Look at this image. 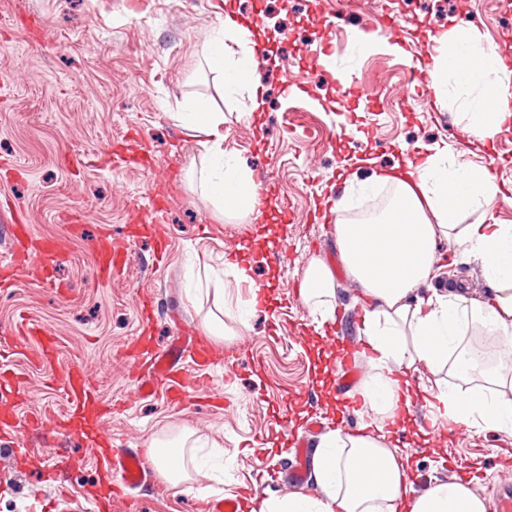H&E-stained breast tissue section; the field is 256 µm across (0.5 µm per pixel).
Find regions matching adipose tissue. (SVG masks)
I'll list each match as a JSON object with an SVG mask.
<instances>
[{
    "label": "adipose tissue",
    "mask_w": 512,
    "mask_h": 512,
    "mask_svg": "<svg viewBox=\"0 0 512 512\" xmlns=\"http://www.w3.org/2000/svg\"><path fill=\"white\" fill-rule=\"evenodd\" d=\"M238 44L239 53L228 50ZM439 52L430 65V88L437 104L456 99L481 138L501 132L512 117V71L496 49L477 46L469 34H440ZM207 64L224 82L225 95L256 84L249 32L225 21L212 40ZM177 120L207 153L201 171L203 192L232 215H254L260 202L252 171L224 151V115L205 100ZM416 157L375 170L356 186L374 193L391 184L393 195L379 213L362 221L336 224V244L362 303L361 325L371 349V373L361 394L364 411L379 416L371 431L323 435L312 458L318 494L275 496L260 512H485L483 500L460 483L435 482L408 496L403 458L387 443L401 384L394 369L425 366L430 374V407L440 425L512 434V400L498 387L506 379L482 370L475 350L466 345L463 326L477 323L512 347V224L494 222L500 187L486 167L456 162L447 143L420 144ZM477 211V223H463ZM463 245L479 261L494 290L477 302L464 295L418 290L435 276L440 242ZM299 294L316 323L332 317L334 276L321 260H312Z\"/></svg>",
    "instance_id": "obj_1"
}]
</instances>
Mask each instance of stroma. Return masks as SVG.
<instances>
[{
    "instance_id": "stroma-1",
    "label": "stroma",
    "mask_w": 512,
    "mask_h": 512,
    "mask_svg": "<svg viewBox=\"0 0 512 512\" xmlns=\"http://www.w3.org/2000/svg\"><path fill=\"white\" fill-rule=\"evenodd\" d=\"M228 9L242 19L260 14L253 40L266 52L254 68L264 111L248 113V90L225 96L206 65ZM380 20L393 21V30L365 41L366 26ZM459 30L483 47L512 43V0H471L467 9L460 0H0V85L10 88L0 96V160L11 167L0 173V203L22 211L35 236L68 245L54 287L34 286L23 275L0 292V332L20 317L36 319L56 336L57 358L31 362L19 338L9 364L30 386L26 410L66 412L52 379L73 363L94 380L101 404L115 408L72 421L68 435L33 450L22 467L0 461V512H43L63 486L82 504L98 499L103 484L88 440L94 431L120 448L193 432L206 475L178 485L163 480L136 497L139 512H200L208 497L243 487L259 501L288 492L294 458L284 439L316 447L307 419L326 431L340 417L370 422L352 407L360 388L338 395L330 372L332 349L362 341V308L332 218L379 209L392 188L347 195L346 181L403 160V148L445 141L457 162L484 165L495 176L503 194L494 216L512 224V122L495 139L479 140L456 102L438 107L402 80L434 36ZM339 71L377 87V95L337 105ZM288 80L313 87L316 96L287 93ZM199 98L224 114L225 151L254 176L270 178L275 203L267 216L225 215L201 194L202 151L172 118ZM132 156L149 160V168L129 166ZM73 212L83 216L76 227L67 220ZM104 232L134 252L108 284L94 275ZM241 247L252 267L249 285L224 266L238 261ZM439 250L435 287L487 299L491 286L464 247L444 242ZM314 258L336 278L329 326L340 338L332 344L297 293ZM256 286L271 289L270 301L241 323L237 309L251 302ZM147 289L155 297L148 325L139 314ZM219 310L226 335L213 344L232 355L208 373L220 405L135 397L133 342L148 336L166 346L182 330L205 331ZM429 376L422 366L408 374L411 414L395 440L411 460L408 479L420 493L463 470L469 487L489 498L500 479L512 477V435L460 426L423 436ZM50 452L80 462L48 482Z\"/></svg>"
}]
</instances>
